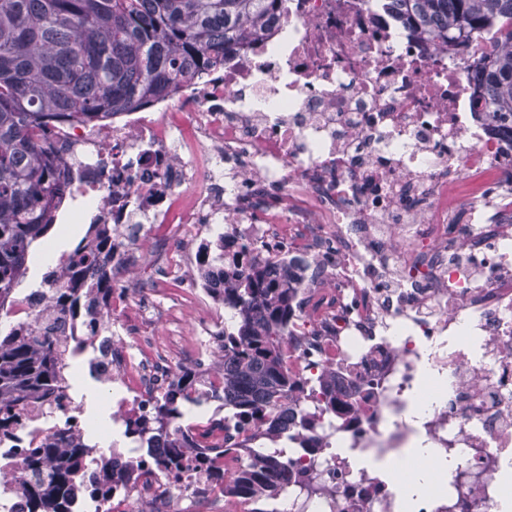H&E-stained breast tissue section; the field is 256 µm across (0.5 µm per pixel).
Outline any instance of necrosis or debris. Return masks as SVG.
<instances>
[{"mask_svg":"<svg viewBox=\"0 0 512 512\" xmlns=\"http://www.w3.org/2000/svg\"><path fill=\"white\" fill-rule=\"evenodd\" d=\"M398 0H278L249 43L224 50L223 65L200 71L167 96L94 125H65L50 140L68 162L65 177L82 206L64 202L58 224H103L109 247L95 261L62 257L85 284L102 273L114 292L156 310L146 288L121 274L154 251L151 282L183 274L188 243L203 224H220L237 244L279 249L271 225L302 215L238 208L239 198L273 187L312 197L314 234L307 251L322 260L313 287L336 298L320 350L299 343L317 326L300 312L290 326L288 368L347 365L352 385L319 426L295 432L287 459L315 464L327 495L291 486L272 512H512V225L483 229L512 200V118L493 119L475 95L485 46L428 42L404 25ZM176 223L163 240L153 225ZM254 225L251 233L242 232ZM11 323L52 329L65 347L82 344L109 384L124 355L106 322L88 312L49 314L20 296ZM140 394L117 397V410L149 412L174 365L141 362ZM448 395L416 419L409 406ZM84 430L79 410L42 414L28 405L14 437L0 439V512H27L30 474L24 451L54 428ZM424 437L448 462L447 478L406 498L401 478L383 468ZM324 448L310 460L312 441ZM102 459L84 457V490L70 512H109L113 496L91 495ZM154 512H234L220 489L190 472L179 486H151Z\"/></svg>","mask_w":512,"mask_h":512,"instance_id":"1","label":"necrosis or debris"}]
</instances>
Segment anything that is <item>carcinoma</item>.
Returning <instances> with one entry per match:
<instances>
[{"mask_svg": "<svg viewBox=\"0 0 512 512\" xmlns=\"http://www.w3.org/2000/svg\"><path fill=\"white\" fill-rule=\"evenodd\" d=\"M277 0H0V313L26 280L29 255L53 226V213L70 183L62 159L50 155L51 125L85 124L147 105L201 68L224 63V45L257 34ZM405 22L433 43L485 38L480 70L485 111L512 116V0H401ZM280 197L261 191L240 208L267 211ZM219 251L200 250L195 276L212 299L237 315L212 352L214 377L178 367L161 387L150 416L125 417V435L155 456L168 479L200 469L224 496L253 501L277 497L290 484L316 487L317 475L265 452L263 444L288 437L303 417L336 411V372L320 368L300 377L288 370V325L306 304L301 297L311 263L303 254L270 259L218 235ZM91 293L105 312L112 284L58 288L48 308H71L77 292ZM55 336H33L17 326L0 329V435L21 424L24 407L41 402L52 412L72 403ZM224 406V416L183 425L180 403L201 398ZM94 447L68 428L25 451L34 480L23 486L28 512H68L78 460ZM238 476H224V461ZM103 490L122 481L148 485L132 460L109 457Z\"/></svg>", "mask_w": 512, "mask_h": 512, "instance_id": "carcinoma-1", "label": "carcinoma"}]
</instances>
